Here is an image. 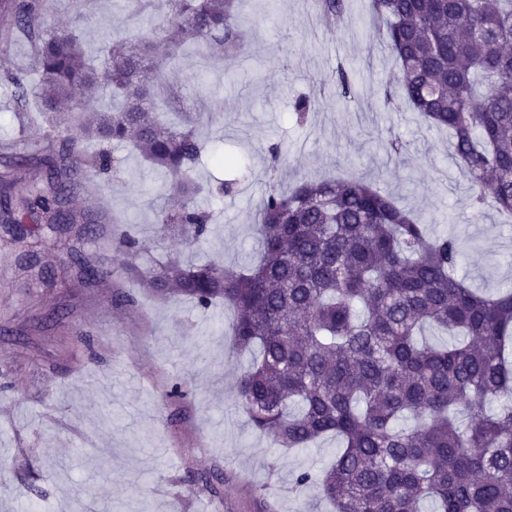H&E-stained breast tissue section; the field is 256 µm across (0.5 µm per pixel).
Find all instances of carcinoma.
<instances>
[{
  "label": "carcinoma",
  "instance_id": "cac0c4a2",
  "mask_svg": "<svg viewBox=\"0 0 512 512\" xmlns=\"http://www.w3.org/2000/svg\"><path fill=\"white\" fill-rule=\"evenodd\" d=\"M167 9L164 36L114 45L89 64L78 29L47 30L43 4L4 0L34 42L26 73L3 74L19 111L35 101L46 126L19 152L0 155V224H11L25 260L54 236L98 234V215L74 199L120 159L88 143L129 144L169 177L173 203L156 223L188 244L208 240L216 218L191 173L205 144L199 126L221 111H180L159 83L186 48L224 56L244 49L242 0H129L135 15ZM338 19L344 0H320ZM374 34L398 65L405 103L432 128L448 130L471 205L512 216V0H370ZM121 101L102 108V97ZM67 109L72 133L58 148L52 114ZM36 169L15 187L14 168ZM256 263L225 266L177 258L153 267L135 259L151 238L132 227L120 244L123 272L162 297L208 311H235L236 349L257 351L237 377L235 397L251 427L280 448L341 440L323 469H299L289 491L313 488L335 512H512V288L495 296L458 274L455 235H433L379 187L360 179L306 180L288 192L270 183L259 209ZM77 278H112V262L73 257ZM432 326L452 343L418 340ZM412 418L416 425H399Z\"/></svg>",
  "mask_w": 512,
  "mask_h": 512
}]
</instances>
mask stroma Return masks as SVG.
Wrapping results in <instances>:
<instances>
[{"label":"stroma","instance_id":"obj_1","mask_svg":"<svg viewBox=\"0 0 512 512\" xmlns=\"http://www.w3.org/2000/svg\"><path fill=\"white\" fill-rule=\"evenodd\" d=\"M242 14L246 61L206 65L191 51L167 75L186 111L222 101L220 121L198 134L207 150L239 160L229 171L209 161L196 170L199 180L234 183L207 200L219 214L207 242L189 248L157 232L166 178L123 147L121 165L89 185L88 195L108 202L101 238L58 240L42 256L45 278L25 269L11 228L0 224V512H18L26 499L37 512H78L83 503L92 512H260L253 494L260 485L277 512H331L315 491L289 493L288 482L298 469L327 463L338 441L288 450L252 429L234 400L246 359L231 344L230 309L201 312L121 272L85 282L70 267L76 249L110 255L130 224L155 241L139 259L144 266L177 256L251 262L271 146L287 155L282 187L315 177L366 178L431 233L466 241L459 273L473 287L487 294L512 288V220L491 206L472 209L447 133L430 129L401 101L385 102L397 67L386 46L369 40L370 0H345L336 23L318 17L314 0H247ZM44 24L80 28L93 57L139 32L121 0H54ZM341 68L361 88L359 98L336 95ZM302 95L317 102L304 124L291 110ZM41 121L34 109L19 116L0 82V154L20 143L22 124L34 129ZM393 132L402 142L397 154L386 148ZM118 293L128 303H112ZM177 379L187 397L166 399ZM202 476L219 479V496L192 488Z\"/></svg>","mask_w":512,"mask_h":512}]
</instances>
